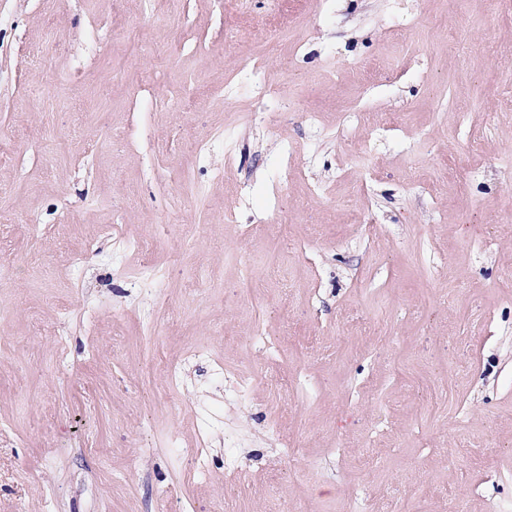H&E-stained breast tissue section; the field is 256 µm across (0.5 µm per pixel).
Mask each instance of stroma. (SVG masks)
Wrapping results in <instances>:
<instances>
[{
    "label": "stroma",
    "mask_w": 512,
    "mask_h": 512,
    "mask_svg": "<svg viewBox=\"0 0 512 512\" xmlns=\"http://www.w3.org/2000/svg\"><path fill=\"white\" fill-rule=\"evenodd\" d=\"M275 9L278 96L225 99ZM510 44L497 0H0V512H512Z\"/></svg>",
    "instance_id": "obj_1"
}]
</instances>
